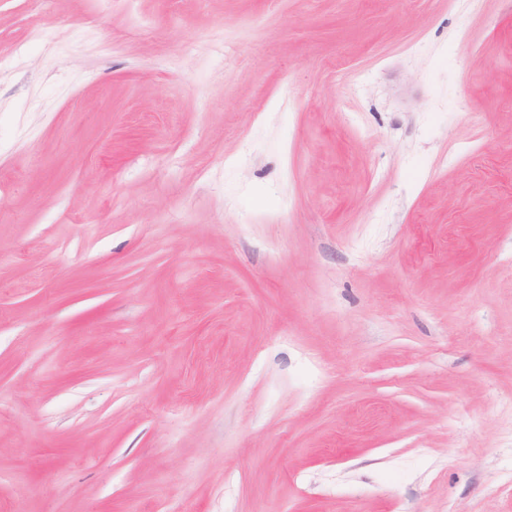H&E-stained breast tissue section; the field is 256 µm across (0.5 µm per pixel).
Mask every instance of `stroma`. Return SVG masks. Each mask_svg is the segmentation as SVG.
<instances>
[{
    "mask_svg": "<svg viewBox=\"0 0 512 512\" xmlns=\"http://www.w3.org/2000/svg\"><path fill=\"white\" fill-rule=\"evenodd\" d=\"M0 0V512H512V0Z\"/></svg>",
    "mask_w": 512,
    "mask_h": 512,
    "instance_id": "1",
    "label": "stroma"
}]
</instances>
